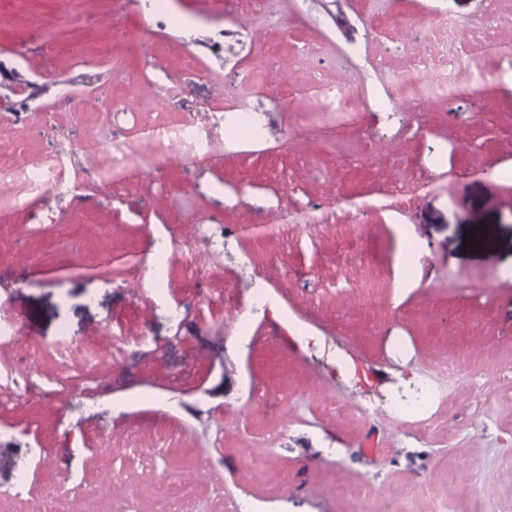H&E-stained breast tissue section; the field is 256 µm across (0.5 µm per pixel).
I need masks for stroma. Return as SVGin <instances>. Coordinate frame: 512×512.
<instances>
[{"label":"stroma","instance_id":"1","mask_svg":"<svg viewBox=\"0 0 512 512\" xmlns=\"http://www.w3.org/2000/svg\"><path fill=\"white\" fill-rule=\"evenodd\" d=\"M508 40L512 0H0V164L57 157L77 185L0 222V488L29 479L0 512H512ZM424 56L495 79L444 103ZM317 83L354 124L279 106ZM241 110L260 136L225 142ZM165 123L205 161L133 144L111 184L80 151ZM426 377L432 422L392 416ZM316 98L319 103L332 104L336 103V109L344 112H352L351 106L353 95L344 88H336L334 90L318 89Z\"/></svg>","mask_w":512,"mask_h":512}]
</instances>
